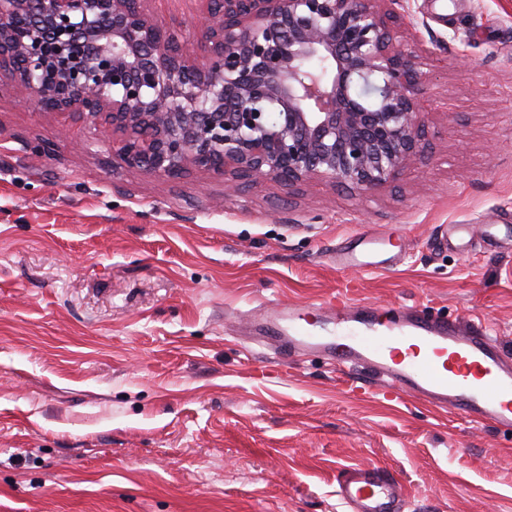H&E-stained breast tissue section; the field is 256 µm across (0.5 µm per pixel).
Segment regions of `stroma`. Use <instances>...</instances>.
Here are the masks:
<instances>
[{"label": "stroma", "instance_id": "obj_1", "mask_svg": "<svg viewBox=\"0 0 512 512\" xmlns=\"http://www.w3.org/2000/svg\"><path fill=\"white\" fill-rule=\"evenodd\" d=\"M143 7L200 50L205 0ZM411 8L394 33L427 57L423 152L364 195L145 174L0 88V512H344L338 474L370 464L407 512H512V433L252 341L269 306L342 296L466 316L512 350V0ZM362 232L400 261L337 265Z\"/></svg>", "mask_w": 512, "mask_h": 512}]
</instances>
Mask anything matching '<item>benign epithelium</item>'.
I'll use <instances>...</instances> for the list:
<instances>
[{"label":"benign epithelium","mask_w":512,"mask_h":512,"mask_svg":"<svg viewBox=\"0 0 512 512\" xmlns=\"http://www.w3.org/2000/svg\"><path fill=\"white\" fill-rule=\"evenodd\" d=\"M204 55L140 0H0V81L46 112L120 133L133 170L274 178L368 193L422 152L420 56L387 19L408 0H219Z\"/></svg>","instance_id":"1"}]
</instances>
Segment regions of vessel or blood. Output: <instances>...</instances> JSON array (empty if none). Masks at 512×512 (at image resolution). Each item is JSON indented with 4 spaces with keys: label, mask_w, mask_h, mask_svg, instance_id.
I'll return each instance as SVG.
<instances>
[{
    "label": "vessel or blood",
    "mask_w": 512,
    "mask_h": 512,
    "mask_svg": "<svg viewBox=\"0 0 512 512\" xmlns=\"http://www.w3.org/2000/svg\"><path fill=\"white\" fill-rule=\"evenodd\" d=\"M359 248L339 251L340 265L391 268V259L369 261L378 240L363 233ZM259 342L272 344L277 360L305 353L326 356L338 371L372 373L387 395L408 396L435 409L512 432V353L476 322L429 318L424 311H380L370 305L326 307L318 329L294 306L270 307ZM336 495L346 512H404V489L379 466L343 470Z\"/></svg>",
    "instance_id": "obj_1"
}]
</instances>
